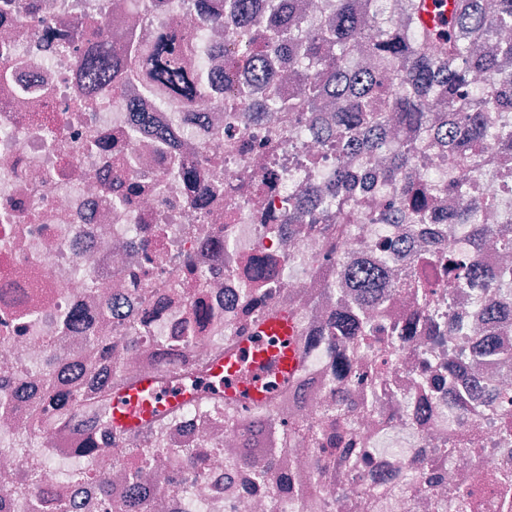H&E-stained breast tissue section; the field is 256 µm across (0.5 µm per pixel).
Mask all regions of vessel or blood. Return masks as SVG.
I'll list each match as a JSON object with an SVG mask.
<instances>
[{"instance_id":"obj_1","label":"vessel or blood","mask_w":512,"mask_h":512,"mask_svg":"<svg viewBox=\"0 0 512 512\" xmlns=\"http://www.w3.org/2000/svg\"><path fill=\"white\" fill-rule=\"evenodd\" d=\"M423 8L418 15L420 28L428 39L446 38L448 34L449 0H421ZM258 334L275 339L276 345L270 353H263L254 347H246V354L255 362L272 359L275 362L277 377L291 378L302 362L300 338L294 318L282 310L268 317L257 329ZM216 376L224 380V394L227 398L247 406H257L267 402L269 392L265 382L244 381L239 377V362L227 356L213 366ZM120 400L112 409L114 425L132 432L142 428L145 421L156 415L177 410L187 405L195 396L192 388L183 387L177 393L164 394L157 387L154 378L145 377L132 385L122 386Z\"/></svg>"}]
</instances>
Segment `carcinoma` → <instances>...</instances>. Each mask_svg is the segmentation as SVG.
<instances>
[{
    "mask_svg": "<svg viewBox=\"0 0 512 512\" xmlns=\"http://www.w3.org/2000/svg\"><path fill=\"white\" fill-rule=\"evenodd\" d=\"M259 0H230L229 19L240 36L233 66L243 67L252 82H268L276 69L270 56L288 58L298 64H317L307 77L309 111L320 112L321 100L336 104V123L326 131V142L334 144L341 164L336 171V183L331 191L340 197L351 191L352 177L346 166L350 146L356 145L374 152L383 148L387 121L396 119L405 127L428 130L429 117L423 102L429 97L438 101L441 111L448 113V126L432 131L434 137L448 147L460 165L475 162L477 148L482 143L489 124L512 97V70L504 63L512 58V40L498 38L504 29H512V0H453L451 3L448 46L438 55L432 54L418 26L419 0H403V24L394 27L384 22L370 31L368 0H336V16L326 26L310 32L305 29L296 0H264L270 24L257 31L252 28L253 14ZM376 58L378 65L391 71L388 82L364 75L349 68V52L362 39ZM190 54L189 45L160 29L146 42L127 37L124 56L113 58L105 51L91 53L82 63V71L91 90L108 88L112 96H122L128 81L144 84L157 95L192 100L201 90L197 79L185 68ZM485 77L487 88L480 97H471L467 88L477 76ZM384 177L400 182L410 220L427 224L433 205L429 193L414 166L413 148L405 144L394 150ZM459 287L466 288L476 276H484L476 263L465 272L448 262ZM343 295L351 305L336 312L331 327L338 336H358L363 329V311L379 302L391 288L385 271L368 263L342 273ZM413 300L426 306L434 298V289L414 280L409 282ZM114 381L101 396L104 404L103 422L112 425V398L126 379L112 372ZM50 404L57 408L55 421L69 423L82 408L79 394L68 392L54 397ZM160 466V460L150 454L141 458V465L126 473L128 485L135 488L145 466ZM40 480L35 462L13 477H0V496L24 492ZM73 481L94 480L106 498L112 497L106 478L93 471L79 472ZM112 512H147L141 500L129 498L110 503Z\"/></svg>",
    "mask_w": 512,
    "mask_h": 512,
    "instance_id": "1",
    "label": "carcinoma"
}]
</instances>
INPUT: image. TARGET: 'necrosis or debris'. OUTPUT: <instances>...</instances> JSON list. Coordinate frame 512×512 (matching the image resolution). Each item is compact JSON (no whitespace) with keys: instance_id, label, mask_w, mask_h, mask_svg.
Here are the masks:
<instances>
[{"instance_id":"1","label":"necrosis or debris","mask_w":512,"mask_h":512,"mask_svg":"<svg viewBox=\"0 0 512 512\" xmlns=\"http://www.w3.org/2000/svg\"><path fill=\"white\" fill-rule=\"evenodd\" d=\"M0 0V461L19 438L44 448L42 478L27 496L0 499V512H107L97 489L70 481L92 470L125 496L124 472L143 452L164 458L146 473L151 512H512V155L497 148L512 109L497 115L477 169L460 166L434 137L392 126L389 141L416 140V168L435 202L430 224L401 213V190L380 158L348 161L355 190L335 244L312 231L336 209L326 190L339 157L286 112L265 109L295 86L290 66L262 84L248 105L228 99L224 74L237 32L225 0ZM95 30L91 45L69 43L74 19ZM196 27L191 64L201 94L191 103L128 85L124 101L86 90L80 64L90 47L121 55L123 27L147 37L158 28ZM42 112L44 121L31 118ZM318 196H309V188ZM490 200L466 223L451 216L468 199ZM490 228L475 248L474 227ZM392 283L410 271L436 285L433 307L394 292L365 312L363 337L337 340L329 323L340 273L364 258ZM480 261L507 316L492 323L479 289L442 276L443 259ZM268 274L256 293L252 267ZM295 311L303 359L291 381L273 384L266 407L246 410L224 396L216 357L257 341L253 327L281 305ZM465 327L432 333L434 307ZM195 340H188V333ZM98 336L125 375L192 385L198 398L158 418L144 449L104 427L98 405L62 427L28 412L51 375L60 391L76 384L100 395L112 375L90 370L84 337ZM432 370L414 378L421 358ZM293 422L318 425L316 438L287 440ZM198 448L204 469L171 456ZM271 467L257 484L244 454Z\"/></svg>"}]
</instances>
